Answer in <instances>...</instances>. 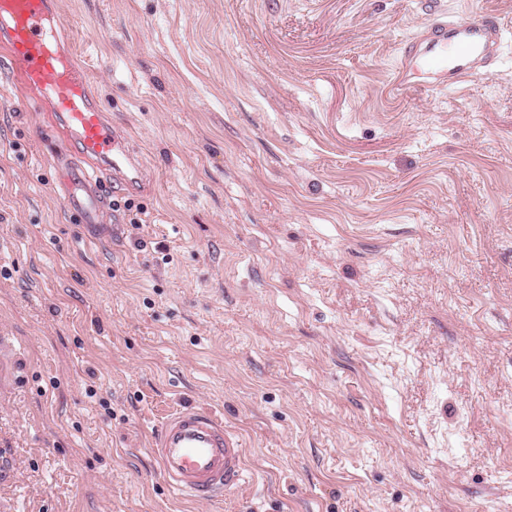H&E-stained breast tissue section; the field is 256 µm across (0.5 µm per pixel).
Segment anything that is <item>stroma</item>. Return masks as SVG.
<instances>
[{
    "mask_svg": "<svg viewBox=\"0 0 512 512\" xmlns=\"http://www.w3.org/2000/svg\"><path fill=\"white\" fill-rule=\"evenodd\" d=\"M143 213L75 223L0 54V512H512V30L392 91L418 0H61ZM222 414L245 484L149 443ZM150 452L173 490L200 501L222 498L246 479L240 440L200 406H181L163 416Z\"/></svg>",
    "mask_w": 512,
    "mask_h": 512,
    "instance_id": "1",
    "label": "stroma"
}]
</instances>
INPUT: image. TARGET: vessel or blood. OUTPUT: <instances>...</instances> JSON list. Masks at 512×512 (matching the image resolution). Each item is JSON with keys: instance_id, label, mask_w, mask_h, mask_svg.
I'll list each match as a JSON object with an SVG mask.
<instances>
[{"instance_id": "vessel-or-blood-1", "label": "vessel or blood", "mask_w": 512, "mask_h": 512, "mask_svg": "<svg viewBox=\"0 0 512 512\" xmlns=\"http://www.w3.org/2000/svg\"><path fill=\"white\" fill-rule=\"evenodd\" d=\"M423 5L432 22L406 47L394 73V90L434 91L486 74L497 54L502 22L488 17L448 20L439 15L440 0H423ZM0 51L23 85L41 93L71 148L92 163L87 169L66 154L57 156L65 207L74 221L91 226L102 220L107 201L99 191L98 171L109 172L124 192L141 193L143 160L91 94L87 72L62 33L56 0H0ZM419 66L428 71L429 80L417 79ZM151 454L173 490L200 501L222 498L246 479L239 439L221 418L200 406H182L163 416Z\"/></svg>"}]
</instances>
